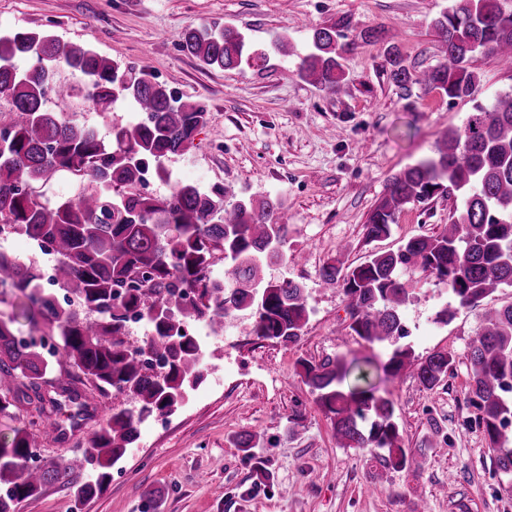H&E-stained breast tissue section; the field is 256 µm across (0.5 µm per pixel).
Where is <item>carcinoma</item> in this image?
Instances as JSON below:
<instances>
[{
  "label": "carcinoma",
  "instance_id": "1",
  "mask_svg": "<svg viewBox=\"0 0 512 512\" xmlns=\"http://www.w3.org/2000/svg\"><path fill=\"white\" fill-rule=\"evenodd\" d=\"M346 27L313 29L296 68L300 78L339 90L338 39ZM433 27L441 43L439 64L415 73L390 44V78L402 87L417 84L450 101L465 100L476 90L474 57L493 62L500 49L512 48V0H452ZM181 48L226 71L262 66L270 51L286 56L288 40L275 37L266 52L233 26L202 25L184 33ZM60 66L77 84L54 82ZM50 90L64 99L78 92L100 112L127 101L138 118L113 125L105 140L50 111ZM208 120L204 105L152 81L145 66L126 76L111 58L53 34L21 27L0 33V225L52 256L55 282L82 304L79 311L60 301L43 281L42 265L0 248V303L8 288L25 297L12 314L0 312V422L11 423V435L0 437V512H11L48 484H72L85 470L93 478L76 488L71 512H81L102 492L109 469L137 440L143 422L175 410L201 383L205 348L188 334L191 323L203 322L219 336L224 326L218 320L249 310L258 339L290 345L301 338L309 318L304 289L288 278L264 276V267L288 261V219L278 198L228 201L222 188L182 183L165 196L141 189L148 166L158 179L170 178L165 161L193 146ZM61 176L82 182V193L75 200H45L42 188ZM443 193L460 197L462 207L441 231L372 251L354 267L332 263L322 270L323 283L341 287L348 297L351 331L370 344L391 346L384 372L396 377L410 369L427 389L445 381L457 357L442 350L420 359L399 343L405 336L402 308L411 295L399 272L420 267L461 308L512 288V92L475 105L463 130L446 133L434 155L389 180L365 225L366 241L389 237L405 205ZM131 312L150 326L147 343L163 362L158 371L141 361L126 337ZM20 317L30 326L26 335L11 328ZM468 361L476 423L497 468L512 477V440L506 436L512 426L511 303L485 312ZM300 365L342 447L368 453L385 469L422 467L425 457L401 444L390 398L373 387L342 388L356 369V380L367 378L357 361ZM85 381L112 394L106 423L82 456L51 468L36 464L38 438L46 436L51 417L44 403L54 411L62 406L45 399L43 388L77 403L82 394L73 384ZM22 399L35 405L37 420L17 422ZM256 437L242 432L235 445L270 484L265 461L251 452Z\"/></svg>",
  "mask_w": 512,
  "mask_h": 512
}]
</instances>
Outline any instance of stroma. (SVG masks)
I'll use <instances>...</instances> for the list:
<instances>
[{"instance_id": "1", "label": "stroma", "mask_w": 512, "mask_h": 512, "mask_svg": "<svg viewBox=\"0 0 512 512\" xmlns=\"http://www.w3.org/2000/svg\"><path fill=\"white\" fill-rule=\"evenodd\" d=\"M451 0H0V30L24 26L92 47L121 70L148 65L155 81L206 106L209 121L186 153L172 157L173 184L224 188L228 200L278 197L288 214L289 254L299 262L267 268L272 280L300 283L310 310L301 339L285 346L251 334L242 311L224 326V340L206 350L203 380L174 413L142 425L137 441L111 467L105 489L82 512H141L144 489L160 492L157 512H512V482L497 468L468 401L467 354L485 310L512 303L501 288L476 308L458 309L446 324L436 313L449 293L421 269L402 271L412 290L402 309L406 341L416 355L456 354L451 375L425 389L402 373L383 382L394 402L406 447L426 451L421 469L380 467L369 456L339 447L330 421L304 383L299 360L337 357L386 361L388 350L349 328L342 288L321 283L334 260L360 264L374 250H393L450 222L461 201L439 195L399 213L390 237L366 242L364 226L389 179L433 153L448 130L463 127L475 103L512 91V70L478 56L472 62L474 100L449 101L421 86L400 87L389 76L387 43L368 30L395 34L406 65L426 70L441 60L433 20ZM348 22L340 43L343 78L337 93L301 79L297 55L313 27ZM232 25L253 45L287 35L288 56L266 66L204 68L180 48L185 29ZM108 137L113 122L134 114L125 103L107 113L83 99L56 103ZM89 416L79 426L61 420V433L41 441L40 462L54 466L80 456L106 421L111 397L82 387ZM300 412L299 426L288 423ZM260 435L255 456L274 475L261 488L235 435Z\"/></svg>"}]
</instances>
